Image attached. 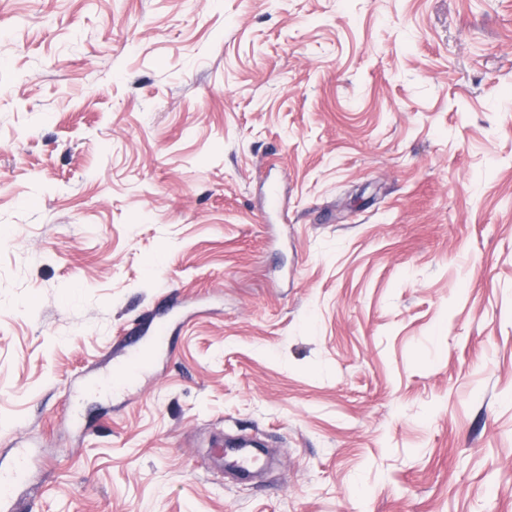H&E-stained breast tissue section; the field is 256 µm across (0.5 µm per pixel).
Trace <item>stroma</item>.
Wrapping results in <instances>:
<instances>
[{
  "instance_id": "obj_1",
  "label": "stroma",
  "mask_w": 512,
  "mask_h": 512,
  "mask_svg": "<svg viewBox=\"0 0 512 512\" xmlns=\"http://www.w3.org/2000/svg\"><path fill=\"white\" fill-rule=\"evenodd\" d=\"M20 448L26 512H512V0H0Z\"/></svg>"
}]
</instances>
